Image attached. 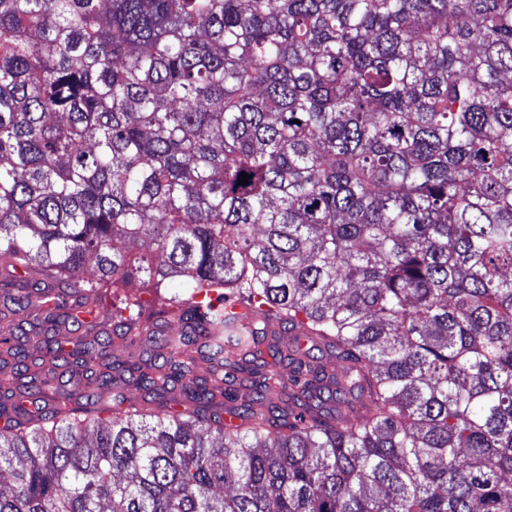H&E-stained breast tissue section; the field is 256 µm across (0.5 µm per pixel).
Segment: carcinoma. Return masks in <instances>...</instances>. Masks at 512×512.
<instances>
[{
	"label": "carcinoma",
	"mask_w": 512,
	"mask_h": 512,
	"mask_svg": "<svg viewBox=\"0 0 512 512\" xmlns=\"http://www.w3.org/2000/svg\"><path fill=\"white\" fill-rule=\"evenodd\" d=\"M0 260V512H512V0H0ZM126 294L123 291H115L112 293V288H110L109 292L103 293L102 303L100 306V314L101 320L103 323L101 325H105V327L110 328V324L112 323V317L120 313V308L124 307V302H126ZM3 313H6L8 315H10V313H13V318L22 320L23 322L30 323L27 325L25 324V327L27 329H33V335L31 336H35L36 333H39L40 336H43V327L41 325H38L39 319L37 317L39 315V312L34 306H26L25 303L13 304L10 302H3V300L0 299V316ZM125 347L124 341H117L114 346L111 348L109 353L113 356L119 355L124 356L128 352L135 354L136 356L140 355L144 360L150 362L154 360V355L157 351V343L156 341L151 343H146L145 341H135L134 343H127Z\"/></svg>",
	"instance_id": "cac0c4a2"
}]
</instances>
